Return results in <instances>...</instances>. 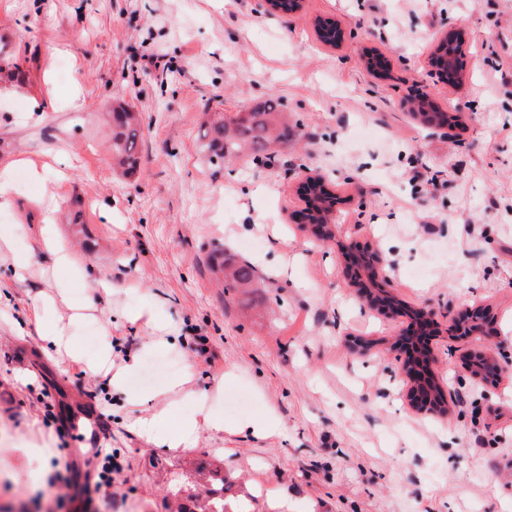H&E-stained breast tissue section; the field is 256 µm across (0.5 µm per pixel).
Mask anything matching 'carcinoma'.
Listing matches in <instances>:
<instances>
[{
  "label": "carcinoma",
  "instance_id": "cac0c4a2",
  "mask_svg": "<svg viewBox=\"0 0 512 512\" xmlns=\"http://www.w3.org/2000/svg\"><path fill=\"white\" fill-rule=\"evenodd\" d=\"M113 121L115 130L112 131V155L119 165L132 168L138 162V146L142 139L138 118L135 113L123 108L113 113ZM204 127L207 162L216 168L221 167L224 158L238 154L243 148L259 156L268 151L272 143L288 140L292 133L284 113L278 111V104L273 101L266 104L261 111L239 112L229 118L222 112H213ZM308 195L313 203L315 223H332L331 204L322 197L319 184L310 185ZM214 269L224 275V279L231 282L234 288L247 287L253 280L251 266L237 265L224 258L222 253L215 257ZM196 474L199 479L208 483H225V478L219 477L220 468L209 462L200 463ZM178 493L182 494V502L179 503L177 512H241L224 499L217 500L208 495L202 498L190 489L185 491L180 488Z\"/></svg>",
  "mask_w": 512,
  "mask_h": 512
}]
</instances>
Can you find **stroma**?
Segmentation results:
<instances>
[{
	"label": "stroma",
	"mask_w": 512,
	"mask_h": 512,
	"mask_svg": "<svg viewBox=\"0 0 512 512\" xmlns=\"http://www.w3.org/2000/svg\"><path fill=\"white\" fill-rule=\"evenodd\" d=\"M323 20L341 45L320 41ZM455 30L465 73L448 84L430 55ZM0 40L26 73L0 82V512L88 498L91 512H167L198 458L247 512H512V77L495 71L512 63V0H303L285 15L263 0H0ZM421 95L450 129L411 115ZM270 100L301 139L214 171L206 113ZM121 105L142 119L129 172L109 152ZM309 174L341 199L333 241L293 219ZM353 245L390 263L404 315L368 309ZM217 249L253 267L257 291L225 287ZM475 306L498 316L487 382L460 361L480 344L446 331ZM423 307L444 414L410 406L393 349ZM54 324L77 344L93 326L113 367L135 370L116 386L98 348L61 357L42 337ZM202 409L223 430L171 445ZM270 414L277 435L246 430ZM30 448L46 485L29 480Z\"/></svg>",
	"instance_id": "1"
}]
</instances>
